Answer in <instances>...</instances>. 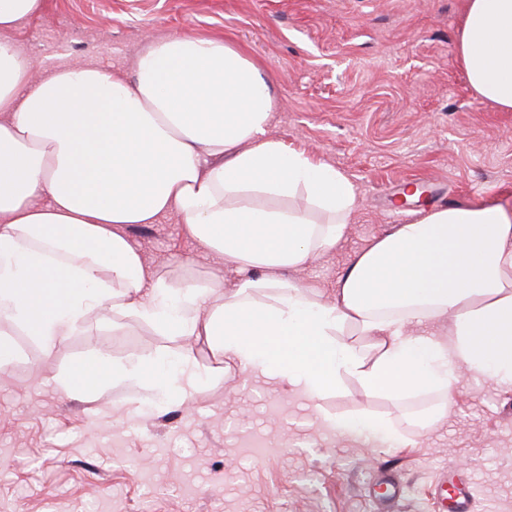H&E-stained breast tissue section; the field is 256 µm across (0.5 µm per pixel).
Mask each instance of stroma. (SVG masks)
Masks as SVG:
<instances>
[{"mask_svg": "<svg viewBox=\"0 0 512 512\" xmlns=\"http://www.w3.org/2000/svg\"><path fill=\"white\" fill-rule=\"evenodd\" d=\"M11 38L35 76L67 66L133 73L147 40L189 32L241 47L269 75L268 132L343 172L358 191L345 242L289 272L333 286L350 254L435 208L512 205V112L472 93L455 60L462 0H46ZM172 284L214 270L176 219L128 226ZM21 358L0 369V512H447L449 484L469 512H512V391L464 376L448 416L428 427L433 393L402 402L356 383L313 405L261 376L244 379L207 337L199 366L224 378L188 408L158 412L118 382L68 394L52 379L103 354L153 357L147 324L91 316L43 350L12 330ZM366 414L384 432L345 433L320 411Z\"/></svg>", "mask_w": 512, "mask_h": 512, "instance_id": "35a3bbf8", "label": "stroma"}]
</instances>
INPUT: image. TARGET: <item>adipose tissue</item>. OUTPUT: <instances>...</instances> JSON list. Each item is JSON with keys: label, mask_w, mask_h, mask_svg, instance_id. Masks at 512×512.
<instances>
[{"label": "adipose tissue", "mask_w": 512, "mask_h": 512, "mask_svg": "<svg viewBox=\"0 0 512 512\" xmlns=\"http://www.w3.org/2000/svg\"><path fill=\"white\" fill-rule=\"evenodd\" d=\"M42 9L0 0V321L47 349L108 310L181 347L115 368L95 357L58 374L59 389L123 380L156 408L189 405L221 376L192 354L208 336L242 370L312 399L349 378L405 401L464 372L512 390V207L430 210L353 254L332 293L295 284L286 272L346 238L358 196L335 167L269 136L264 69L183 33L151 40L129 76L64 67L36 79L10 33ZM455 55L475 96L512 112V0H464ZM299 194L304 205L278 206ZM169 216L215 260L209 283L170 284L125 231ZM224 268L238 280L219 300Z\"/></svg>", "instance_id": "1"}]
</instances>
